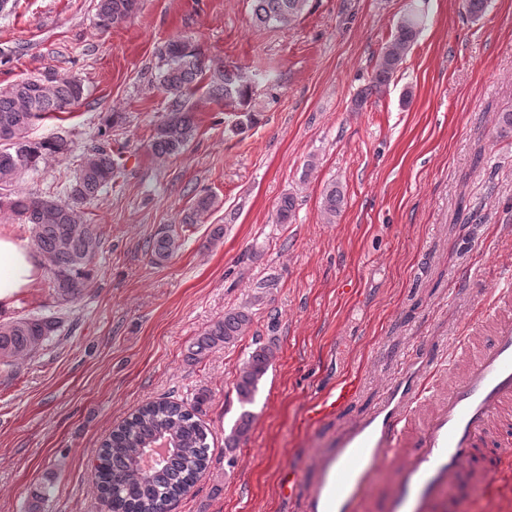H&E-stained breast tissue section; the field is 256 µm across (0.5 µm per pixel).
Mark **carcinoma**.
<instances>
[{
  "label": "carcinoma",
  "mask_w": 512,
  "mask_h": 512,
  "mask_svg": "<svg viewBox=\"0 0 512 512\" xmlns=\"http://www.w3.org/2000/svg\"><path fill=\"white\" fill-rule=\"evenodd\" d=\"M306 3L307 0H251V22L258 28L289 23L302 13ZM134 6L135 0H99L97 25L109 29L125 21ZM422 25V17L414 12L401 19L357 103L391 83ZM160 56L164 67L159 71V85L168 97L169 112L148 142L155 157L166 159L187 149L197 128L191 99L200 90L207 100L239 109L237 129L255 123V114L248 110L253 87L238 67L207 58L189 37L168 41ZM83 94L84 88L77 79L55 73L23 80L0 91V209L31 226L34 249L45 260L52 297L58 305L69 304L85 292L103 248L98 225L87 221L84 207L96 200L115 176L112 140L109 134H102L104 140L85 155L60 199L6 193L4 189L13 186L24 172L37 169L40 162L67 152L63 140L32 141L28 130L50 114L68 111ZM344 199L338 184L326 187L323 212L328 221L340 215ZM214 207L213 195L200 194L185 212L182 223L198 224ZM180 246L179 236L163 228L149 241L147 251L151 262L161 265ZM252 321V313L245 307L225 311L223 319L196 338L192 355L202 356L233 344ZM60 324L54 316L30 315L1 322L0 366L12 367L35 356L58 332ZM274 354L273 345H259L239 369L235 392L241 406L253 403ZM207 401L208 395L201 393L190 406L170 400L149 402L112 429L102 443L94 472L96 486L111 512H160L164 504L193 487L211 462L210 432L199 417L201 406ZM252 423L253 416L245 409L225 438V448H236ZM161 436L170 439L172 450L150 468H143L145 452Z\"/></svg>",
  "instance_id": "obj_1"
}]
</instances>
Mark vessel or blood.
Listing matches in <instances>:
<instances>
[{"mask_svg": "<svg viewBox=\"0 0 512 512\" xmlns=\"http://www.w3.org/2000/svg\"><path fill=\"white\" fill-rule=\"evenodd\" d=\"M512 289L483 297L474 309L488 336H461L448 349V384L427 398V384L400 388L366 419L337 438L332 454L320 457L318 481L307 493L304 512H363L377 474L390 468L393 483L386 512H446L450 486L460 477L481 487L494 485L499 466L479 450L512 409ZM361 390L347 374L310 405L317 424L338 414Z\"/></svg>", "mask_w": 512, "mask_h": 512, "instance_id": "obj_1", "label": "vessel or blood"}]
</instances>
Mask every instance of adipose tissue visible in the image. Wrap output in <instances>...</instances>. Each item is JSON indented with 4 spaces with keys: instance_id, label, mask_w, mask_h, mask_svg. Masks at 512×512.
Wrapping results in <instances>:
<instances>
[{
    "instance_id": "obj_1",
    "label": "adipose tissue",
    "mask_w": 512,
    "mask_h": 512,
    "mask_svg": "<svg viewBox=\"0 0 512 512\" xmlns=\"http://www.w3.org/2000/svg\"><path fill=\"white\" fill-rule=\"evenodd\" d=\"M42 264L25 242L0 233V309L12 306L15 297L39 281Z\"/></svg>"
}]
</instances>
